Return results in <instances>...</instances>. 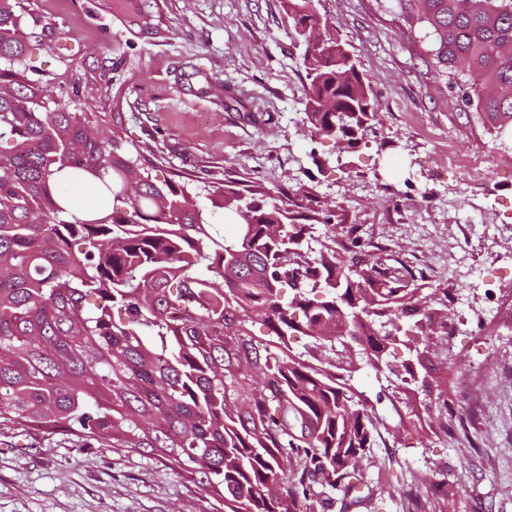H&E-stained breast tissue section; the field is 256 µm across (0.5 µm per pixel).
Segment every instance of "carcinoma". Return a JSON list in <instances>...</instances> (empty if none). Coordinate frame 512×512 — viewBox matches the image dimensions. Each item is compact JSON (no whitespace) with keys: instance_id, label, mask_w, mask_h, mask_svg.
Wrapping results in <instances>:
<instances>
[{"instance_id":"1","label":"carcinoma","mask_w":512,"mask_h":512,"mask_svg":"<svg viewBox=\"0 0 512 512\" xmlns=\"http://www.w3.org/2000/svg\"><path fill=\"white\" fill-rule=\"evenodd\" d=\"M382 2L434 77L512 142V0ZM285 7L305 43L303 137L367 144L380 122L369 78L315 0ZM22 18L21 0H0V426L147 453L196 477L213 512H314L317 488L356 487L384 426L355 386L359 365L438 391L450 411L429 354L453 282L424 292L302 183L286 205L261 185L215 187L235 222L225 237L198 194L122 148L120 115L110 133L89 128L70 102L76 58L58 43L46 72ZM87 180L102 202L81 218L61 201ZM297 333L311 338L302 352ZM405 408L399 426L434 429Z\"/></svg>"}]
</instances>
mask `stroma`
Segmentation results:
<instances>
[{
	"label": "stroma",
	"mask_w": 512,
	"mask_h": 512,
	"mask_svg": "<svg viewBox=\"0 0 512 512\" xmlns=\"http://www.w3.org/2000/svg\"><path fill=\"white\" fill-rule=\"evenodd\" d=\"M379 101L368 145L339 151L299 132L304 43L283 0H27L72 36L92 127L120 112L127 149L150 148L157 179L200 189L230 179L301 182L389 246L434 287L448 254L512 264V149L436 82L422 46L375 0H317ZM159 26L154 36L140 21ZM122 44L119 102L99 100ZM475 312L448 362L457 427L398 425L401 395L369 367L356 387L387 424L362 464L373 507L334 491L317 512H512V282L471 288ZM191 475L146 454L86 448L27 424L0 427V512H206Z\"/></svg>",
	"instance_id": "35a3bbf8"
}]
</instances>
